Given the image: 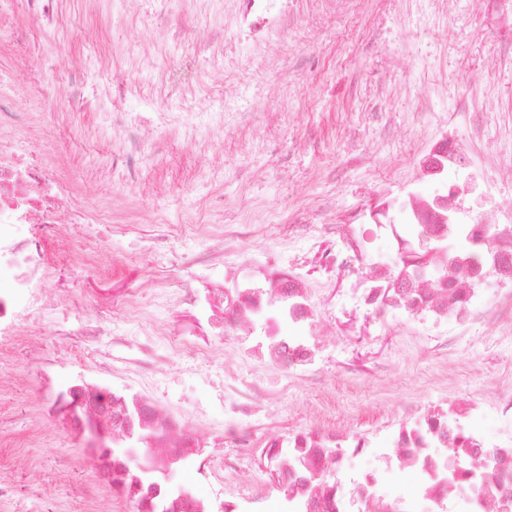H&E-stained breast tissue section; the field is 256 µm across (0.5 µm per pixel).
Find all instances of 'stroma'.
I'll return each instance as SVG.
<instances>
[{
	"mask_svg": "<svg viewBox=\"0 0 512 512\" xmlns=\"http://www.w3.org/2000/svg\"><path fill=\"white\" fill-rule=\"evenodd\" d=\"M193 18L192 0H171L162 28L130 18L117 0H59L58 36L36 34L21 58L0 45V93L17 105L28 104L31 79L72 59L86 96L98 102L56 132L57 164L80 182L103 177L92 191L76 189L79 205L112 213L111 242L58 238L44 246L55 286L88 299L78 312L59 306L40 327L37 342L60 379L95 372L100 350L111 347L113 385L151 390L206 434L251 427L250 448L224 455L271 498L280 491L262 449L315 421L370 435L412 409L468 401L483 409L478 429L505 433L497 403L512 394V333L479 324L456 337L443 326L411 336L400 316L380 326L357 311L337 313L346 288L323 261L336 246L332 236L297 254L296 268L331 317L336 340L293 375L245 354L238 339L203 335L193 311L160 297L157 285L191 280L206 234L193 222L199 213L213 223L261 226L262 248L278 261L288 256L282 226L341 224L404 196L420 185L427 154L448 138L465 158L463 209L492 224L512 220V0H263L257 9L224 0L223 17L212 20L224 28L223 43L207 68L188 69L210 91L195 123L222 155L219 170L192 151L171 110L131 94L113 101L108 77L94 73L106 54L150 83L149 58L174 50L171 28ZM113 109L135 123L151 117L161 132L134 184L112 163L119 134L101 114ZM254 112L269 118L254 123ZM78 255L89 272L69 275ZM105 295L113 331L165 358L163 369L130 373L125 347L78 335ZM130 299L167 325L180 350L138 326L122 307ZM29 342L16 337L0 355V487L8 491L0 512H45L51 503L84 512L103 491L90 479L81 442L51 407ZM234 388L256 395V415L235 420L225 411Z\"/></svg>",
	"mask_w": 512,
	"mask_h": 512,
	"instance_id": "35a3bbf8",
	"label": "stroma"
}]
</instances>
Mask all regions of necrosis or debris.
<instances>
[{"mask_svg": "<svg viewBox=\"0 0 512 512\" xmlns=\"http://www.w3.org/2000/svg\"><path fill=\"white\" fill-rule=\"evenodd\" d=\"M151 100L177 104L191 116L204 103L207 88L189 83L166 55L151 63ZM34 110L18 112L0 96V349L19 333V324L35 300L53 306L44 291L49 265L34 237L57 236L70 221L74 237L85 241L93 224H108V212L70 210L63 201L74 189L49 155L34 157L19 146L17 131L35 118L64 122L87 110L82 90L66 100L47 101L43 84L32 86ZM113 129L125 130L120 153L113 157L128 180L139 177L138 160L156 131L147 124L127 129L126 115L109 112ZM456 143L432 150L424 159L422 177L437 195L405 198L400 208L381 207L336 224V248L325 259L345 279L346 301L363 307L375 320L401 314L430 315L462 331L479 321L476 301L482 288L495 287L497 317L512 322V224H490L482 215L459 212L449 218L448 206L460 203L466 184L458 176ZM428 249H421V242ZM252 234L242 226L224 225L216 244L199 254L194 284L178 289L183 304H193L196 287L208 289L212 329L227 336L254 337L249 352L284 373L313 363L326 343L325 319L308 286L287 261L255 260L239 267L233 293L211 281L210 271L225 251H249ZM67 412L63 427L87 439L86 460L95 484L109 488L133 512H149L145 493L130 495L135 481L150 485V471L163 473L160 492L166 512H504L512 502V434L488 439L473 424V406H430L403 416L384 433L363 436L340 427L309 426L288 439L289 464L281 474L288 491L277 499L242 492L213 503L200 496L196 484L224 474L215 455L223 435L213 439L214 452L199 450L198 432L184 418L166 411L150 393L136 397L100 377L73 381L63 394ZM474 459L460 468L459 455ZM412 476L415 484L401 495L383 481V473Z\"/></svg>", "mask_w": 512, "mask_h": 512, "instance_id": "1", "label": "necrosis or debris"}]
</instances>
